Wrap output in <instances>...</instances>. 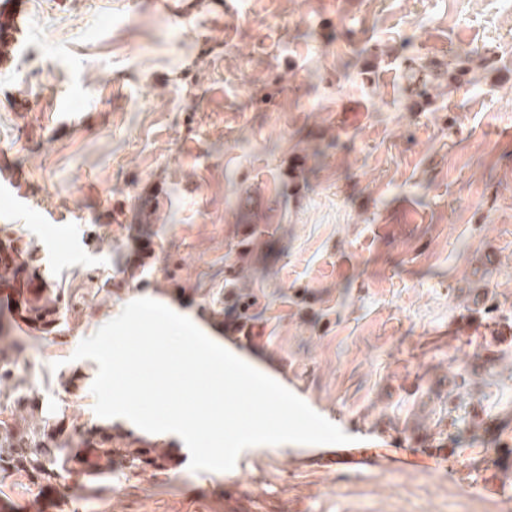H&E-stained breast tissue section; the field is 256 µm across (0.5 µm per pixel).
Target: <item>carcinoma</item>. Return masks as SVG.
<instances>
[{"mask_svg":"<svg viewBox=\"0 0 512 512\" xmlns=\"http://www.w3.org/2000/svg\"><path fill=\"white\" fill-rule=\"evenodd\" d=\"M35 249L16 247L0 257V287L16 289V299L0 311V475L20 476L34 485L63 476L75 478L74 492L94 494L119 465L131 472L167 470L173 455L157 442L112 433V425L67 426L64 413L45 405L31 384L30 368L21 363L24 344L9 335L14 312L47 340L61 332V319L73 307V293L44 279L35 287L29 269Z\"/></svg>","mask_w":512,"mask_h":512,"instance_id":"obj_1","label":"carcinoma"}]
</instances>
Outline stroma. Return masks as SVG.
Masks as SVG:
<instances>
[{
  "mask_svg": "<svg viewBox=\"0 0 512 512\" xmlns=\"http://www.w3.org/2000/svg\"><path fill=\"white\" fill-rule=\"evenodd\" d=\"M0 241L88 292L27 347L97 421L79 343L179 304L317 413L466 466L115 468L96 498L0 480L5 512H512V0H0ZM111 292H102L104 279ZM248 315L252 338L224 329ZM77 373L64 390L61 373Z\"/></svg>",
  "mask_w": 512,
  "mask_h": 512,
  "instance_id": "1",
  "label": "stroma"
}]
</instances>
